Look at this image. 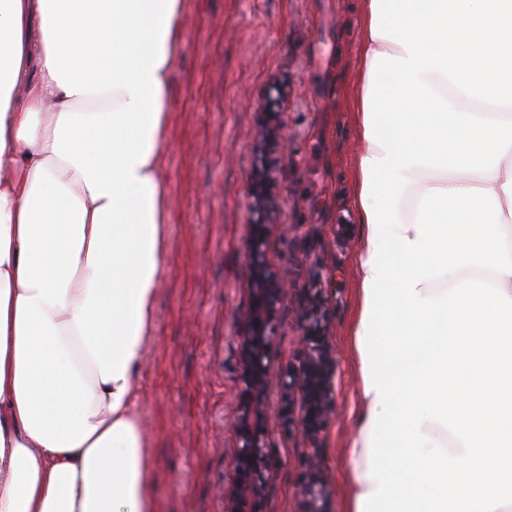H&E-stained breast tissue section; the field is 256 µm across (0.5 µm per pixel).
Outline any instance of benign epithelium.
Instances as JSON below:
<instances>
[{
  "label": "benign epithelium",
  "instance_id": "benign-epithelium-1",
  "mask_svg": "<svg viewBox=\"0 0 512 512\" xmlns=\"http://www.w3.org/2000/svg\"><path fill=\"white\" fill-rule=\"evenodd\" d=\"M254 209L259 215L270 209V195L265 183H257L252 190ZM251 288L254 297V327L243 354V378L250 390L263 391L268 381L267 347L271 340V322L276 302L284 286V275L270 271L259 260V242L249 246ZM322 315L312 308L307 312L309 324V352L295 372L288 374V384H299L303 393L301 424L311 433L319 430L332 411V378L335 363L319 336ZM267 455L262 439L255 431L242 434V446L236 460L241 472L239 494L249 500L258 495L264 478Z\"/></svg>",
  "mask_w": 512,
  "mask_h": 512
}]
</instances>
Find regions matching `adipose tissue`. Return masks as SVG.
Instances as JSON below:
<instances>
[{"label":"adipose tissue","instance_id":"adipose-tissue-1","mask_svg":"<svg viewBox=\"0 0 512 512\" xmlns=\"http://www.w3.org/2000/svg\"><path fill=\"white\" fill-rule=\"evenodd\" d=\"M362 0L356 122L375 54ZM186 0H0V512H153L136 379L155 322L170 193L161 176L170 76ZM459 111L512 120V106L424 74ZM409 239L432 187L491 190L512 247V147L495 171H407ZM472 278L512 297V274L468 266L418 285L440 295ZM376 393L361 395L349 512L368 478Z\"/></svg>","mask_w":512,"mask_h":512}]
</instances>
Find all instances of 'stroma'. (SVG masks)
<instances>
[{"mask_svg": "<svg viewBox=\"0 0 512 512\" xmlns=\"http://www.w3.org/2000/svg\"><path fill=\"white\" fill-rule=\"evenodd\" d=\"M360 0H187L171 72L162 177L172 199L154 334L137 377L156 512H346L360 378L351 332L362 227L350 211L362 148L352 112ZM270 161L274 224L251 209ZM285 273L268 348L267 391L248 393L247 251ZM319 306L336 366L335 413L307 461L300 391L280 385L306 353V312ZM269 454L259 500L239 497L244 429ZM316 481L310 502L299 487Z\"/></svg>", "mask_w": 512, "mask_h": 512, "instance_id": "1", "label": "stroma"}]
</instances>
